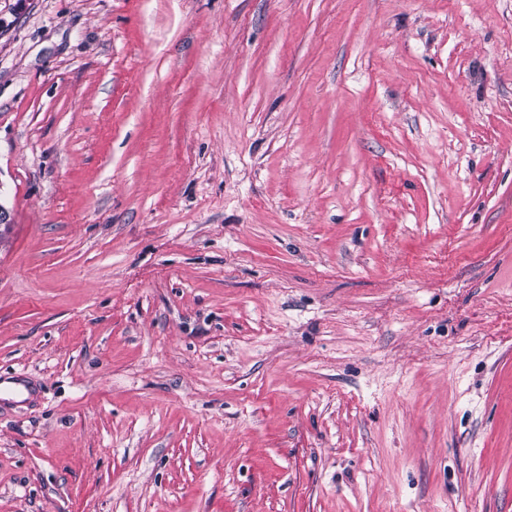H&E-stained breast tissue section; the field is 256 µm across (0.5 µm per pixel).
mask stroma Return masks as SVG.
Wrapping results in <instances>:
<instances>
[{
  "mask_svg": "<svg viewBox=\"0 0 512 512\" xmlns=\"http://www.w3.org/2000/svg\"><path fill=\"white\" fill-rule=\"evenodd\" d=\"M0 512H512V0H0Z\"/></svg>",
  "mask_w": 512,
  "mask_h": 512,
  "instance_id": "35a3bbf8",
  "label": "stroma"
}]
</instances>
